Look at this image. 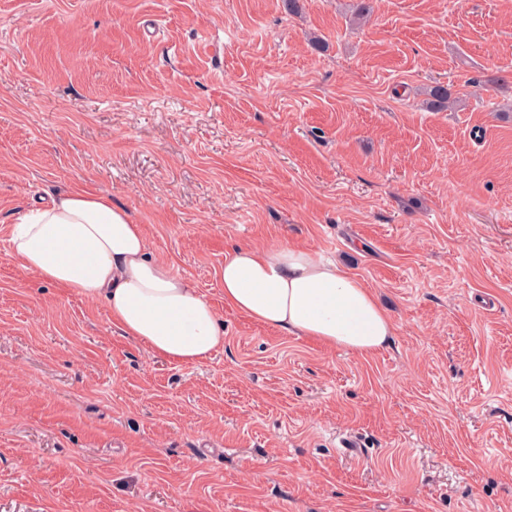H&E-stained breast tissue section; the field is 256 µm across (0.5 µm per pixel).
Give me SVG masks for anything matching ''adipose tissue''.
Here are the masks:
<instances>
[{"mask_svg":"<svg viewBox=\"0 0 512 512\" xmlns=\"http://www.w3.org/2000/svg\"><path fill=\"white\" fill-rule=\"evenodd\" d=\"M10 252L47 284L104 300L112 324L171 363L224 345V325L189 279L152 256L140 225L109 197L68 190L20 213ZM224 304L264 326L372 354L395 324L360 279L316 252L238 245L224 255Z\"/></svg>","mask_w":512,"mask_h":512,"instance_id":"adipose-tissue-1","label":"adipose tissue"}]
</instances>
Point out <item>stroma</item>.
Wrapping results in <instances>:
<instances>
[{"mask_svg": "<svg viewBox=\"0 0 512 512\" xmlns=\"http://www.w3.org/2000/svg\"><path fill=\"white\" fill-rule=\"evenodd\" d=\"M69 188L222 349L165 361L20 267L16 216ZM282 243L358 276L388 345L226 307L225 251ZM0 512H512V0H0Z\"/></svg>", "mask_w": 512, "mask_h": 512, "instance_id": "stroma-1", "label": "stroma"}]
</instances>
